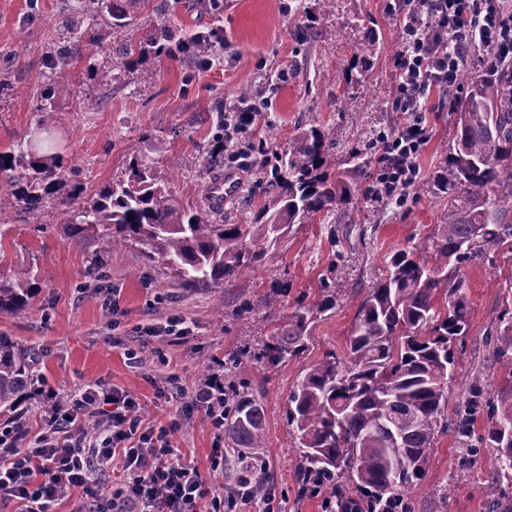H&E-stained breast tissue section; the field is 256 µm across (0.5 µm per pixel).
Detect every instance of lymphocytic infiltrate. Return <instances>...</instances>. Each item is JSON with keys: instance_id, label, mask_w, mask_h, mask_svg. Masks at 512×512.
I'll return each instance as SVG.
<instances>
[{"instance_id": "obj_1", "label": "lymphocytic infiltrate", "mask_w": 512, "mask_h": 512, "mask_svg": "<svg viewBox=\"0 0 512 512\" xmlns=\"http://www.w3.org/2000/svg\"><path fill=\"white\" fill-rule=\"evenodd\" d=\"M403 23L404 48L394 60L396 104L412 122L379 141L385 167L377 179L387 192L413 185L417 157L429 140L420 113L433 90H453L474 49L512 65V6L507 0H387ZM169 384L184 415L204 411L213 434L209 473L174 456L165 429L143 426L139 404L124 391L98 383L74 390L65 406L49 391L38 402L42 426L0 427V504L21 512H54L70 490H90L108 465L121 460L123 479L110 505L78 501L74 512H224V362L192 389Z\"/></svg>"}]
</instances>
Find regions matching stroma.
Instances as JSON below:
<instances>
[{
    "instance_id": "1",
    "label": "stroma",
    "mask_w": 512,
    "mask_h": 512,
    "mask_svg": "<svg viewBox=\"0 0 512 512\" xmlns=\"http://www.w3.org/2000/svg\"><path fill=\"white\" fill-rule=\"evenodd\" d=\"M81 3L0 0V150L28 134L52 51ZM385 5V0H336L332 7L322 0H224L217 16L210 0H132L121 25H114L110 14H96L92 25L101 40L74 58L64 74L71 90L55 100L63 163L90 191L126 178L132 156L146 152L178 204L208 208L207 190L221 180L235 187L224 199L225 223H247L267 197L266 180L256 168L207 166L210 112L236 103L244 91L268 100L239 147L250 150L265 140L270 150L284 153L295 135L317 126L330 131L335 143L326 161L329 172L347 168L352 147L367 132L390 133L408 120L392 111L402 23ZM160 23L184 37L220 27L224 40L214 48L213 64L150 50L114 73L113 55ZM371 28L379 45L363 69L358 58ZM359 70L363 79L351 81L350 73ZM428 105L431 138L418 159L419 180L405 200L365 203L363 193L376 176L375 168H367L353 194L362 210L360 223L347 231L294 225L272 263L225 281L216 291L172 286L165 268L144 267L138 251L103 254L97 244L67 238L61 220L71 200L65 195L46 200L39 230L22 210L6 209L0 213V244L8 264L34 268L40 289L24 311L0 314V334L34 353L36 382L44 389L66 395L101 381L136 397L144 425L169 427L171 447L204 474L213 452L208 419L201 411L183 418L178 402H165L159 390L172 376L191 388L213 358L231 352L254 356L243 375L264 408L266 446L260 454L271 495L279 512H322L321 497L297 494L288 394L311 363L329 352L344 355L359 306L389 257L415 246L429 254L431 231L448 219V201L431 193L430 179L452 143L453 114L440 92L431 93ZM97 257L109 282L91 271ZM464 274L471 327L458 352L448 396L453 405L472 372L483 373L492 388L503 383L493 358L495 317L503 307L500 284L512 274V262L501 254ZM327 276L339 279L337 303L314 324L309 350L277 367L258 360V329L286 319L296 297L314 291ZM282 281L292 283L289 295L275 294ZM247 300L259 305L248 319L237 314ZM174 316L188 329L184 339L163 331ZM159 351L166 363L157 361ZM463 453L454 435L440 437L424 480L409 493L411 512H488L492 451L484 449L482 463L467 470L460 467ZM444 486L450 489L445 499Z\"/></svg>"
}]
</instances>
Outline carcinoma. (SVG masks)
I'll return each mask as SVG.
<instances>
[{"label":"carcinoma","instance_id":"1","mask_svg":"<svg viewBox=\"0 0 512 512\" xmlns=\"http://www.w3.org/2000/svg\"><path fill=\"white\" fill-rule=\"evenodd\" d=\"M105 9L126 16L120 0H89L88 11ZM53 67L62 66L97 41L91 29L72 26ZM177 47L206 62L219 31L174 39ZM157 43L152 39L148 45ZM146 45V46H148ZM146 46L126 45L112 58V69L126 70ZM453 98V147L433 174L436 190L448 196V222L432 236L430 258L413 249L392 255L369 286L348 334L344 357L327 353L305 369L288 396V425L295 432L293 453L298 494L323 492V512H410L409 489L425 477L430 452L447 433L467 442L469 456L491 448L493 479L512 484V276L502 282L504 308L497 316L494 355L506 384L498 389L480 374L466 384L453 414H448L457 346L470 332L471 306L463 269L490 256H512V71L493 67L465 78ZM67 90L57 73L39 93L36 127L55 124L53 96ZM216 132L210 159L224 163V111L212 116ZM374 142L350 152L351 166L325 169L333 146L316 126L297 134L280 155L257 151L270 175L269 195L249 224H216L205 212L179 206L146 155H135L127 180L114 181L69 209L65 234L96 242L101 251L137 246L145 265L163 263L183 288H222L224 280L267 265L295 224L323 222L353 197V184L376 159ZM0 214L20 208L42 227L45 199L65 187L60 156L52 142L32 147L29 140L0 152ZM39 289L32 268L0 272V313L25 310ZM336 282L322 279L316 300H295L288 320L270 333L260 357L272 365L302 357L311 325L336 307ZM34 361L8 336H0V413L12 414L34 382ZM484 433L474 435L480 416ZM224 439L230 448H262L264 408L255 395L229 384L224 389ZM224 485L262 499L271 487L264 467L224 468Z\"/></svg>","mask_w":512,"mask_h":512}]
</instances>
